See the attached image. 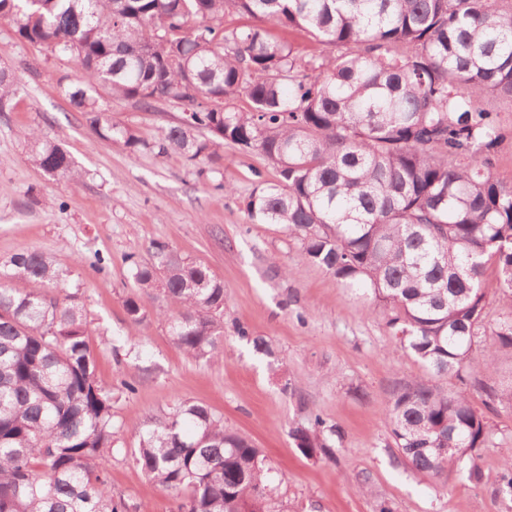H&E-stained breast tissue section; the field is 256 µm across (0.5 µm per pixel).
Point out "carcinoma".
Wrapping results in <instances>:
<instances>
[{
    "label": "carcinoma",
    "mask_w": 512,
    "mask_h": 512,
    "mask_svg": "<svg viewBox=\"0 0 512 512\" xmlns=\"http://www.w3.org/2000/svg\"><path fill=\"white\" fill-rule=\"evenodd\" d=\"M229 13L257 23L224 27ZM0 21L79 73L65 90L98 138L219 165L220 149L260 152L277 179L260 180L248 217L279 224L300 256L388 310L387 326L426 376L400 385L390 437L416 471L442 474L488 439L485 407H512L494 360L471 366L476 344L512 353V316L485 323L494 269L512 309V187L491 170L503 133L480 99L512 101V0H0ZM305 31L327 51L308 59L271 26ZM145 109L186 104L179 125L147 143L112 123L97 86ZM16 82L0 71V106ZM247 99L239 108L236 101ZM30 161L49 175L81 172L58 144L29 133ZM131 262L129 321L154 290L176 306L169 334L198 360L224 357V282L168 246ZM0 286V512H132L112 496L100 459L117 443L112 391L96 376L91 322L67 274L23 249ZM254 350L274 351L238 331ZM450 376L448 391L436 378ZM132 457L148 482L181 499L177 512H274L260 449L210 407L184 401L162 423L133 427ZM318 414L292 435L307 456L332 453Z\"/></svg>",
    "instance_id": "obj_1"
}]
</instances>
